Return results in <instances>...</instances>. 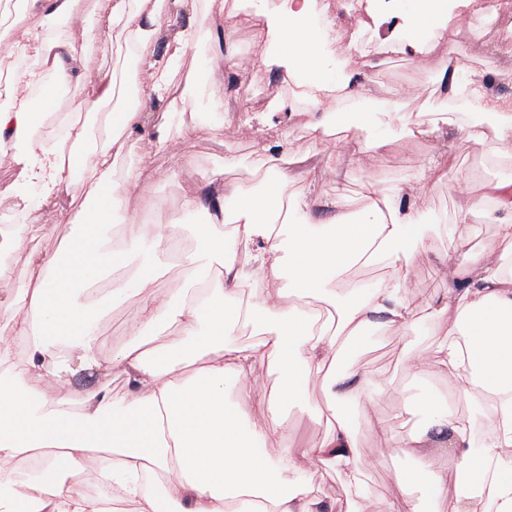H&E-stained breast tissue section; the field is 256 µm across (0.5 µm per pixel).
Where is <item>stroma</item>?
<instances>
[{"label": "stroma", "mask_w": 512, "mask_h": 512, "mask_svg": "<svg viewBox=\"0 0 512 512\" xmlns=\"http://www.w3.org/2000/svg\"><path fill=\"white\" fill-rule=\"evenodd\" d=\"M318 2L321 9L330 10L343 29H362L363 40L368 45H376L392 34L394 21L389 15L366 22L365 0H357L356 5L342 8L330 7V0ZM96 3L97 0H79L77 5L80 17L92 19L90 30L77 26L66 32L76 47L84 49L85 65L91 73L115 68L120 51L112 36L95 24ZM237 20L238 25L230 41L217 43L208 35H201L197 47L181 59L173 80L171 98L179 102L184 97L188 76L198 70H206L211 76L210 100L215 106L214 111L153 112L148 127L121 148L119 168L135 165L139 156L146 153L150 154L151 163L141 174V181L147 189L146 197L126 200L118 217L130 224H139L148 218L155 224L179 225L182 242L187 249H195V220L185 216L180 208L184 193L190 189L206 191L213 173L221 169L228 155L241 159L243 165L225 174V181L253 183L254 177L248 165L255 157L258 144L284 139L289 140L294 157L288 167L294 187H301L302 175L308 165L320 164L324 189L339 195L349 210L360 208L369 186H415L414 202L419 213L424 216L434 214L439 218L438 223L429 227L433 252L416 256L411 267L414 281L411 300L419 307L420 319L404 331L390 330L380 324L369 329L358 345V353L352 355L351 364L371 376L375 384L374 401L364 411L354 402L346 407L347 414L353 415L359 433L357 462L370 492L369 512H384L386 499L397 491L398 474L413 472L418 464L397 449L382 448L380 427H387L399 437L416 429L421 423V416L413 411L412 402L427 392H437L450 399L453 412L466 422L472 435H479L487 427L486 409L467 402L459 393L455 379L442 376L432 368L415 371L414 365L418 358L431 354L439 342L438 337L432 334L430 302L448 285L439 262L440 255L452 247L446 228L453 223L465 199L479 195L484 183L495 179L512 180V159L496 158L489 150L457 152L449 160L447 175L439 184L430 190L418 188L419 174L427 156L439 145L456 143L458 125L468 120L470 112L463 100L444 97L436 81L439 71L436 61L415 62L396 53L376 56V65L370 69L366 82L367 90L370 95L387 98L396 88H418V98L403 103L404 111L413 114L427 112L434 104H444L453 123L443 130L440 140L413 144L405 153L394 157L357 154L343 165L333 167L327 165L326 155L335 150L336 136L312 132L306 128L304 119L284 120L272 126L256 123L247 133L224 126L225 112L243 107L260 112L274 97L288 92L287 86L278 78L262 70L246 68L239 71L234 79L225 78L224 58L227 53L246 60L260 49L251 19L241 13ZM506 35L507 25L498 17L472 18L457 36V59L460 64L474 70L492 73L497 95L512 101V53L496 55L490 50L492 43L504 41ZM242 85L249 87V98L237 95L236 89ZM204 120L210 121L211 127L203 132L199 126ZM162 124L174 126L175 131L167 149L158 151L153 146L152 132L154 127ZM186 156L194 161L193 168L188 171L182 166V159ZM17 175L18 170L13 163L0 161V221L12 224L23 220L27 226L29 247L54 251L62 237L70 232L68 225L56 223V210L70 207L72 196L61 194L56 201L29 209L25 216H18L13 194ZM136 307L137 298L130 295L104 309L96 325V349L102 362H110L133 340L132 318ZM103 384L109 385L118 395L127 389L126 379L120 372L106 375L83 371L63 380L45 378L40 382L39 390L41 394L52 397H76ZM324 400V392L317 386L310 389L307 398L289 404L286 429L297 450H306L324 437L326 423L319 420L313 411L314 406L323 404Z\"/></svg>", "instance_id": "obj_1"}]
</instances>
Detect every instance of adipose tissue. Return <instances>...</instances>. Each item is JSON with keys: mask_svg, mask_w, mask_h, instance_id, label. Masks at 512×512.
Wrapping results in <instances>:
<instances>
[{"mask_svg": "<svg viewBox=\"0 0 512 512\" xmlns=\"http://www.w3.org/2000/svg\"><path fill=\"white\" fill-rule=\"evenodd\" d=\"M476 0H367L368 16L392 13L393 37L366 49L351 32L343 56L333 46L335 21L318 0H254L252 20L263 47L250 60L298 88L275 98L267 116H306L312 130L329 132L334 116L349 98H366L370 53L400 52L419 61L438 45L455 56L458 19ZM23 22L0 66L17 71L25 85L39 84L43 65L60 79L81 86L63 109L70 117L69 139L85 138L81 121L89 106L109 105L116 97L115 71L88 74L83 59L64 39L47 43L45 33L69 15L73 0H24ZM101 11L118 41L152 45L161 20L170 36L160 56L140 55L135 102L105 118L106 137L90 161L73 166L64 149L44 145L17 150L27 139L40 108L38 101L0 107V158L20 168L15 197L22 206L46 203L80 185L77 209H61L57 221L93 242L95 256L72 260L77 281L102 278L112 264L136 257L139 303L135 341L112 358V369L131 389L116 396L106 386L86 391L79 403L49 398L37 389L46 375L58 378L100 368L93 329L97 306L81 304L75 289L50 277L60 252L30 251L29 280L20 300L0 302V512H110L105 499L83 492L87 478L118 491L134 512H161L162 501L178 512H322L312 487L309 463L342 468L348 479L350 512H366L369 492L357 464V429L340 406L363 396L370 378L348 366V352L380 316L400 331L413 325L417 310L409 299L413 258L432 250L431 238L400 187H375L367 204L350 213L321 188L317 169L306 172L293 190L288 151L263 145L253 172L258 184L210 182L207 194L184 195L182 209L200 216L198 246L179 255L192 282L165 293L148 292L145 281L162 272L160 247L177 236L156 224L114 225L115 209L139 188L136 169L114 180L115 145L138 133L150 112L173 111L168 99L172 73L194 49L199 36L196 0H100ZM27 59L40 68L24 67ZM448 92L465 98L473 119L460 128L464 147L488 146L483 115L495 117V137L512 144L508 112L485 74L454 65ZM363 112L375 116L377 132L361 140L359 123L342 117L341 142L354 153L384 156L398 139L389 131L400 124L420 140L439 132L438 120H415L396 99L367 98ZM488 209L496 244L479 252L442 256L448 286L434 298V332L440 341L434 365L460 382L463 396L490 408L488 431L474 445L468 426L434 393L414 405L424 414L419 428L388 447L403 448L420 467L397 479L407 512H512V271L495 261L496 245L512 246V186L484 184L477 199L462 206L449 240L479 209ZM386 261L391 274L369 289H334L344 272L359 264ZM253 282L249 297L241 287ZM252 327L255 340L240 345L231 337L238 325ZM175 328L176 340L159 344L156 332ZM30 337L28 357L14 358L10 338ZM264 366L276 374L275 391L245 412L230 393L248 394V377ZM321 384L326 403L319 414L332 423L313 448L294 449L283 427L288 403ZM276 456H268V449ZM447 454L453 468L434 465ZM40 457L37 480L22 478L10 463ZM161 476L158 491H144L142 473Z\"/></svg>", "mask_w": 512, "mask_h": 512, "instance_id": "adipose-tissue-1", "label": "adipose tissue"}]
</instances>
